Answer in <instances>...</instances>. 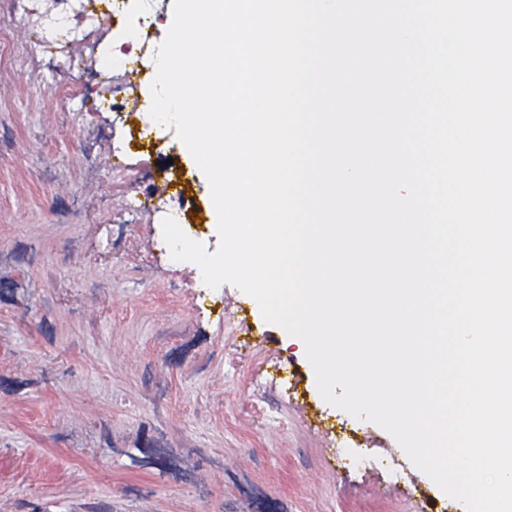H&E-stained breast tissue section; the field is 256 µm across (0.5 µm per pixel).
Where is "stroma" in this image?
<instances>
[{
  "label": "stroma",
  "mask_w": 512,
  "mask_h": 512,
  "mask_svg": "<svg viewBox=\"0 0 512 512\" xmlns=\"http://www.w3.org/2000/svg\"><path fill=\"white\" fill-rule=\"evenodd\" d=\"M30 41L0 19V512H460L390 433L346 425L252 297L203 288L160 250L159 215L130 218L126 197L169 185L220 243L177 135L95 111L122 75L59 73L39 96L50 54ZM264 379L290 388L278 429ZM344 436L398 476L342 469Z\"/></svg>",
  "instance_id": "stroma-1"
}]
</instances>
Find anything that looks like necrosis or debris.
I'll return each mask as SVG.
<instances>
[{"mask_svg": "<svg viewBox=\"0 0 512 512\" xmlns=\"http://www.w3.org/2000/svg\"><path fill=\"white\" fill-rule=\"evenodd\" d=\"M129 12L137 14V27L126 33L118 50L100 52L113 16ZM158 20L156 0H11L7 17L10 27L34 36L31 51H39L48 42L60 47L76 43L96 50V72L107 78L134 64L156 73L155 64L138 56L135 48L153 34Z\"/></svg>", "mask_w": 512, "mask_h": 512, "instance_id": "necrosis-or-debris-1", "label": "necrosis or debris"}]
</instances>
